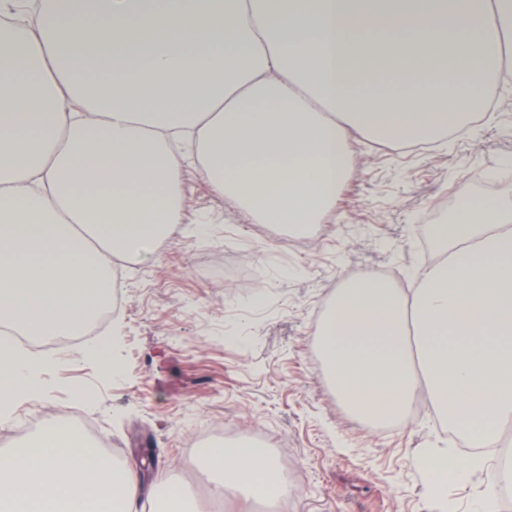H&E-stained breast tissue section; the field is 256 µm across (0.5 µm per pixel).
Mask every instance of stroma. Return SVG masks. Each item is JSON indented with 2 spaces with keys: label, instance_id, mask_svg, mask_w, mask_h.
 <instances>
[{
  "label": "stroma",
  "instance_id": "stroma-1",
  "mask_svg": "<svg viewBox=\"0 0 512 512\" xmlns=\"http://www.w3.org/2000/svg\"><path fill=\"white\" fill-rule=\"evenodd\" d=\"M351 173L335 215L304 235L269 232L210 195L186 158L185 222L125 273L123 311L100 335L118 371L85 345L43 354V420L69 421L76 393L97 417L107 456L137 464L145 483L166 472L213 508L214 476L182 444L215 419L287 448L293 512H432L427 448L448 440L427 397L413 416L371 428L349 416L321 369L314 329L337 288L386 274L412 288L426 262L436 204L512 205V90L496 87L478 134L397 149L353 135ZM499 459L480 457L448 487L447 512H480Z\"/></svg>",
  "mask_w": 512,
  "mask_h": 512
}]
</instances>
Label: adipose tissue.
I'll return each instance as SVG.
<instances>
[{
    "instance_id": "ef3b65f1",
    "label": "adipose tissue",
    "mask_w": 512,
    "mask_h": 512,
    "mask_svg": "<svg viewBox=\"0 0 512 512\" xmlns=\"http://www.w3.org/2000/svg\"><path fill=\"white\" fill-rule=\"evenodd\" d=\"M44 0L0 26V326L79 336L110 299L113 258L143 257L183 221L182 161L258 223L306 231L336 208L352 132L397 148L486 111L472 67L512 70V0ZM411 292L363 276L314 334L330 384L371 426L420 393L474 448L512 427V208L464 204L436 225ZM43 362L0 340V403L40 392ZM224 490L279 499L265 443L201 449ZM430 498L471 464L425 456ZM199 512L186 486L145 485L75 425L0 449V512Z\"/></svg>"
}]
</instances>
